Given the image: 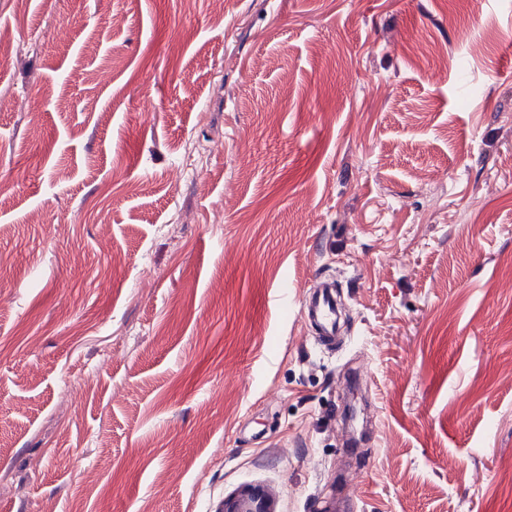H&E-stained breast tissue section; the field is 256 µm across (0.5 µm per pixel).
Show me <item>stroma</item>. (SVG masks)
<instances>
[{"label":"stroma","mask_w":512,"mask_h":512,"mask_svg":"<svg viewBox=\"0 0 512 512\" xmlns=\"http://www.w3.org/2000/svg\"><path fill=\"white\" fill-rule=\"evenodd\" d=\"M0 30V512H512V0ZM315 288L301 309V317L316 330L318 344L332 346L336 344V286L334 282L323 280ZM276 493L261 485L245 484L238 487L216 512H279Z\"/></svg>","instance_id":"stroma-1"}]
</instances>
